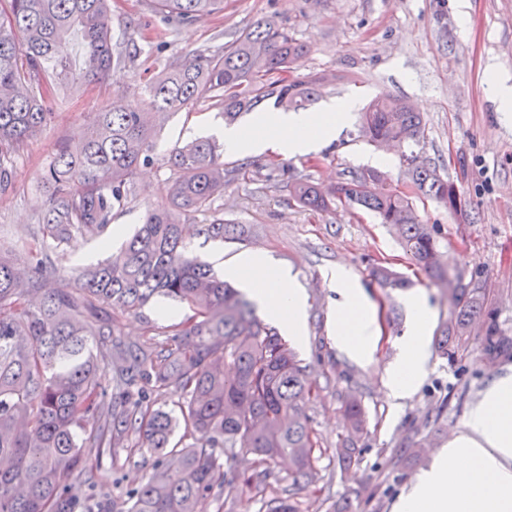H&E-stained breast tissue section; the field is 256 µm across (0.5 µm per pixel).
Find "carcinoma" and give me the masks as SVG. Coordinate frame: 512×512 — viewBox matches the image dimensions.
Segmentation results:
<instances>
[{
    "mask_svg": "<svg viewBox=\"0 0 512 512\" xmlns=\"http://www.w3.org/2000/svg\"><path fill=\"white\" fill-rule=\"evenodd\" d=\"M167 21L191 23L224 14V0H149ZM137 49L115 52L110 0H0V193L10 188L14 157L52 118L37 89L59 84L76 92L104 79ZM308 47L288 28L261 21L216 53L169 58L146 86L145 107L128 110L121 98L91 113L78 140L61 142L41 180L51 189L39 223L59 245L105 229L125 208L134 178L150 161L153 137L169 114L213 101L224 121L271 100L298 108L318 99L336 76L292 73ZM361 132L373 144L417 142L425 125L404 100L382 94L362 115ZM164 190L170 208L145 214L133 236L105 262L79 273L70 288H45L36 277L22 282L15 261L37 270L43 259L0 252V512H79L97 481L87 457L117 448L130 435L153 453L148 480L130 493L124 512H205L215 489H236L219 449L255 456L245 483H265L275 469L291 485L318 479V439L308 405L320 386L308 374L279 327L257 314L256 304L189 254L182 218L207 215L239 179L215 141L196 139L167 159ZM411 192L383 188L370 170L324 192L272 164L257 180L280 188L308 211L330 210L335 201L375 214L397 233L409 260L443 294L451 317L437 339L451 358L455 343L483 315L477 287L463 279L441 252L432 229L419 219L415 201L436 200L452 211L458 187L436 165L403 155ZM214 239L241 240V224L214 216ZM372 274L383 288H405L406 279L384 267ZM159 297L185 304L193 315L172 323L139 345L122 338L114 311L130 313ZM512 348L488 322L483 354L492 359ZM122 393L108 398V387ZM179 394L184 443H171L176 424L155 407L154 392ZM347 434L337 451L349 455L363 430L358 399L342 398ZM264 512H301L293 496L272 497Z\"/></svg>",
    "mask_w": 512,
    "mask_h": 512,
    "instance_id": "obj_1",
    "label": "carcinoma"
}]
</instances>
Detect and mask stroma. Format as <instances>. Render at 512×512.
Wrapping results in <instances>:
<instances>
[{"mask_svg": "<svg viewBox=\"0 0 512 512\" xmlns=\"http://www.w3.org/2000/svg\"><path fill=\"white\" fill-rule=\"evenodd\" d=\"M455 0H224L223 16L175 25L151 12L146 0H111L112 38L117 48L137 43L134 63L111 70L99 84L76 94L45 93L54 117L15 158L12 187L0 195V246L42 247L47 258L41 278L46 287L63 288L82 269L78 253L93 262L107 258L140 224L147 210L166 207V164L174 146L223 128L221 107L203 103L174 114L157 131L152 160L141 166L129 202L113 215L104 234L83 235L58 247L38 227L39 203L46 198L40 176L61 141L80 136L92 112L121 95L128 108L144 105L143 85L175 54L215 52L254 23L271 19L291 28L310 49L297 76L332 73L310 111L332 100L353 97L367 106L377 94L404 99L421 112L425 135L413 151L439 165L460 189L462 208L428 200L417 211L436 233L439 245L465 279L475 282L486 314L503 335L512 337V124L503 123L487 80V67L512 77V0H469L468 32H460ZM352 113L335 141L319 152L288 156L225 154L224 161L256 168L287 165L313 183H335L370 169L379 147L359 131ZM218 217L249 226L247 240L213 239L203 217L189 219V251L227 274L242 255L262 254L291 270L306 298L300 337L289 343L316 380L330 386L307 410L319 446V481L290 488L273 476L267 490L241 485L228 493L216 490L206 512H261L269 494L292 493L302 512H394V505L462 427L468 411L493 376L512 373V356L483 359L484 321L473 324L454 357L431 350L427 371L417 390L394 405L386 386L387 371L400 355L408 331L407 300L418 296L432 310L433 327L448 321L451 306L405 256L395 232L371 213L341 204L321 214L301 208L283 189L267 190L252 179L228 186L214 205ZM380 263L406 276L407 288H382L372 279ZM341 269L353 277L375 304L381 336L370 361L357 362L337 348L332 319L336 292L328 276ZM163 299L122 315L127 343L138 344L149 332L167 326L160 317ZM361 401L364 432L349 462L336 455L346 434L341 395ZM147 449L131 436L114 454L89 462L100 481L103 504L122 508L128 490L145 482L151 471Z\"/></svg>", "mask_w": 512, "mask_h": 512, "instance_id": "35a3bbf8", "label": "stroma"}]
</instances>
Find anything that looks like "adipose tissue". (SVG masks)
Returning a JSON list of instances; mask_svg holds the SVG:
<instances>
[{
  "mask_svg": "<svg viewBox=\"0 0 512 512\" xmlns=\"http://www.w3.org/2000/svg\"><path fill=\"white\" fill-rule=\"evenodd\" d=\"M357 108L356 99L343 98L319 112H267L260 123L270 131V138L228 129L223 133L224 150L230 154L268 148L288 155L313 153L335 139ZM231 273L252 290L266 315L280 320L289 334L302 333L305 301L287 271L250 254ZM332 283L340 297L333 316L336 345L354 359H370L380 337L376 313L363 289L343 272L333 274ZM409 308L412 330L398 361L387 372L386 386L396 402L417 387L429 357L425 338L432 312L418 297L410 300ZM396 512H512V374L486 387L463 428L399 497Z\"/></svg>",
  "mask_w": 512,
  "mask_h": 512,
  "instance_id": "adipose-tissue-1",
  "label": "adipose tissue"
}]
</instances>
